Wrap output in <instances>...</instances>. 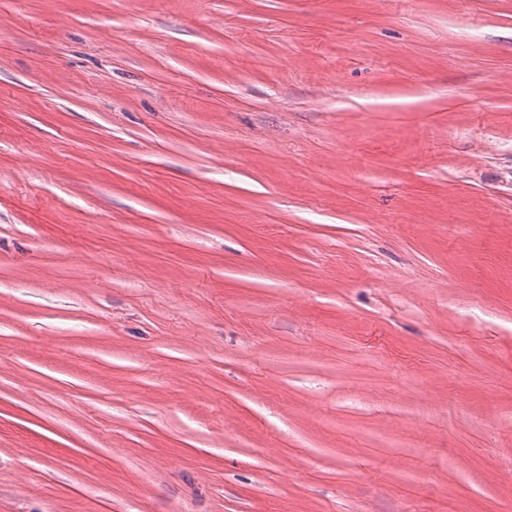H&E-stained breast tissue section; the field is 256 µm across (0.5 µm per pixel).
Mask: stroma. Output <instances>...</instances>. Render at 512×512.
I'll use <instances>...</instances> for the list:
<instances>
[{
    "instance_id": "obj_1",
    "label": "stroma",
    "mask_w": 512,
    "mask_h": 512,
    "mask_svg": "<svg viewBox=\"0 0 512 512\" xmlns=\"http://www.w3.org/2000/svg\"><path fill=\"white\" fill-rule=\"evenodd\" d=\"M512 0H0V512H502Z\"/></svg>"
}]
</instances>
